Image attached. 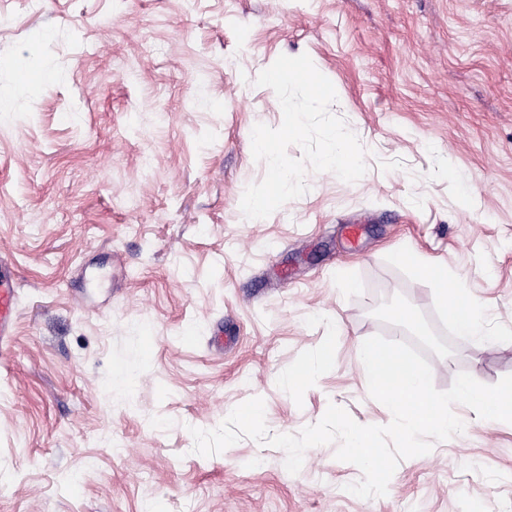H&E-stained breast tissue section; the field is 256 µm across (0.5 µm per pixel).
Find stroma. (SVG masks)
<instances>
[{
    "label": "stroma",
    "mask_w": 512,
    "mask_h": 512,
    "mask_svg": "<svg viewBox=\"0 0 512 512\" xmlns=\"http://www.w3.org/2000/svg\"><path fill=\"white\" fill-rule=\"evenodd\" d=\"M302 54L367 171L308 172L254 222L252 130L283 121L255 80ZM32 55L53 80H19ZM0 97V255L20 277L0 512H512V423L463 405V433L372 499L346 492L362 474L336 444L293 475L281 449L204 457L190 434L254 397L273 434L332 403L389 424L355 346L394 338L402 306L438 390L512 374V0H0ZM413 256L463 284L493 343L455 335ZM327 347L307 385L280 384Z\"/></svg>",
    "instance_id": "obj_1"
}]
</instances>
